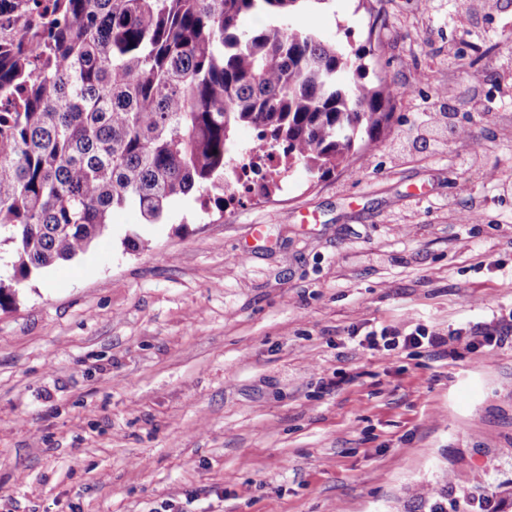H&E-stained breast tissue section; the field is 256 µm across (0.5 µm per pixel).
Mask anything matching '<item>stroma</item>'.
I'll use <instances>...</instances> for the list:
<instances>
[{"label":"stroma","instance_id":"obj_1","mask_svg":"<svg viewBox=\"0 0 512 512\" xmlns=\"http://www.w3.org/2000/svg\"><path fill=\"white\" fill-rule=\"evenodd\" d=\"M373 8L364 81L398 92L378 143L221 211H117L0 308V512H430L483 487L512 512V339L350 338L512 312V0L289 22L359 46ZM464 332H469V336H466L465 340V349L469 350L475 347L477 343L500 347L507 342L509 337L511 338L512 312H509L508 316L495 317L493 315V319L489 323H484L480 327V331L465 326L448 330V334H443L437 330H429L425 326L417 325L411 332L404 334L397 327L382 326L379 331L371 330L367 332L364 339L359 341V345H366L368 349L382 347L386 351L407 350L425 346L436 353H440L443 347H448L449 341L460 342L463 339Z\"/></svg>","mask_w":512,"mask_h":512}]
</instances>
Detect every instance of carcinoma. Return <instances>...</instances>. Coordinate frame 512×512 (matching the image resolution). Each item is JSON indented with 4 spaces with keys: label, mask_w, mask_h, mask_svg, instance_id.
Returning <instances> with one entry per match:
<instances>
[{
    "label": "carcinoma",
    "mask_w": 512,
    "mask_h": 512,
    "mask_svg": "<svg viewBox=\"0 0 512 512\" xmlns=\"http://www.w3.org/2000/svg\"><path fill=\"white\" fill-rule=\"evenodd\" d=\"M323 0H0V305L69 261L134 203L149 224L195 196L224 210L235 130L330 173L393 117L388 82H361L373 49L271 23Z\"/></svg>",
    "instance_id": "cac0c4a2"
}]
</instances>
